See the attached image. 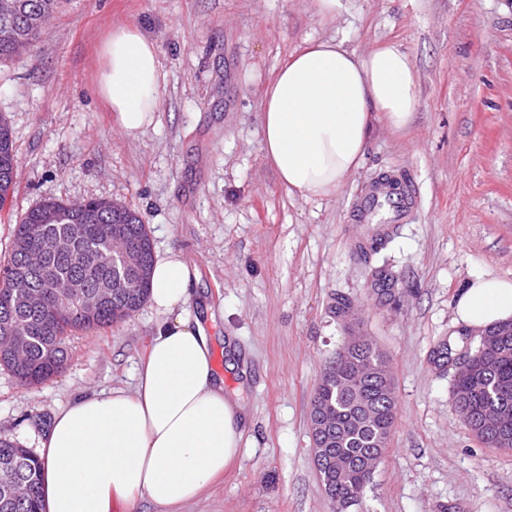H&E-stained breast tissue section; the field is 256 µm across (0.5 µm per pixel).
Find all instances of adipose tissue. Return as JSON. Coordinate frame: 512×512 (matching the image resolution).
<instances>
[{"label":"adipose tissue","mask_w":512,"mask_h":512,"mask_svg":"<svg viewBox=\"0 0 512 512\" xmlns=\"http://www.w3.org/2000/svg\"><path fill=\"white\" fill-rule=\"evenodd\" d=\"M99 91L123 132L155 122L166 75L156 41L134 26L113 29ZM417 73L395 42L360 53L344 40L308 38L266 86L261 150L289 195L323 198L358 169L376 116L396 129L418 103ZM197 273L182 253L156 252L150 307L156 330L137 369L135 393L75 400L40 440L46 512H112L147 501L180 512L221 477L241 450L239 404L224 393L212 343L190 310ZM457 322L485 331L512 320V280L474 276Z\"/></svg>","instance_id":"obj_1"}]
</instances>
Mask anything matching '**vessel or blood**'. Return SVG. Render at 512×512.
I'll list each match as a JSON object with an SVG mask.
<instances>
[{
	"label": "vessel or blood",
	"instance_id": "obj_1",
	"mask_svg": "<svg viewBox=\"0 0 512 512\" xmlns=\"http://www.w3.org/2000/svg\"><path fill=\"white\" fill-rule=\"evenodd\" d=\"M416 205V196L396 179L378 178L356 198L353 211L356 220L371 225L373 232L387 233L403 223Z\"/></svg>",
	"mask_w": 512,
	"mask_h": 512
}]
</instances>
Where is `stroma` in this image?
I'll return each instance as SVG.
<instances>
[{"label": "stroma", "instance_id": "1", "mask_svg": "<svg viewBox=\"0 0 512 512\" xmlns=\"http://www.w3.org/2000/svg\"><path fill=\"white\" fill-rule=\"evenodd\" d=\"M336 20L311 0H63L34 51L0 63V116L14 141L15 183L0 207V265L17 224L43 200H117L153 248L195 267V308L232 351L226 391L250 421L220 482L183 512H333L309 425L324 369L348 335L331 307L347 297L353 333L386 355L397 416L389 446L348 512H512V449L480 442L457 412L458 366L433 347L461 337L455 304L472 276L512 280V0H345ZM135 25L157 40L166 73L156 122L126 136L98 91L100 47ZM367 52L401 44L418 73L409 128L374 123L364 161L336 193L294 199L261 151V99L308 37ZM400 172L418 205L381 251L398 279L372 294L355 251L370 232L352 203ZM156 325L149 305L68 337L63 371L28 387L0 368V435L38 449L54 412L93 391L135 389Z\"/></svg>", "mask_w": 512, "mask_h": 512}]
</instances>
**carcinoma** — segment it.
<instances>
[{"label": "carcinoma", "mask_w": 512, "mask_h": 512, "mask_svg": "<svg viewBox=\"0 0 512 512\" xmlns=\"http://www.w3.org/2000/svg\"><path fill=\"white\" fill-rule=\"evenodd\" d=\"M34 15L52 16L60 0H25ZM25 29L0 21V61L14 58ZM11 130L0 117V202L14 179ZM122 226L130 251L112 252V225ZM388 237L360 244L366 262L380 254ZM55 246L43 268L27 269L20 247ZM152 239L137 213L112 201L62 202L46 199L17 225L7 264L0 266V339L8 330L21 336L0 347V366L21 383H42L61 372L69 357L67 338L77 329L105 328L140 308L150 293ZM444 369L460 362L453 398L466 426L493 448H512V322L486 331L474 352L455 357L448 341L432 350ZM312 408L329 425L328 466L323 484L340 508L361 503L364 487L388 447L397 415L393 378L386 357L372 342L359 343L347 359L326 368ZM0 512H44L42 467L20 443L0 436Z\"/></svg>", "instance_id": "1"}]
</instances>
